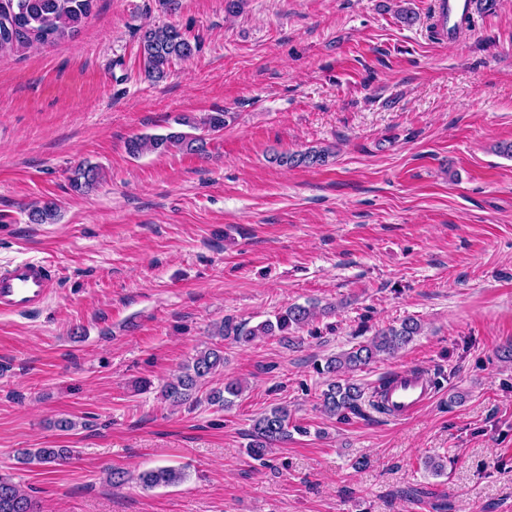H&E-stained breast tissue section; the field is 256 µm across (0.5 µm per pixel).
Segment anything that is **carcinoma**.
<instances>
[{"mask_svg": "<svg viewBox=\"0 0 512 512\" xmlns=\"http://www.w3.org/2000/svg\"><path fill=\"white\" fill-rule=\"evenodd\" d=\"M94 0H0V50L33 48L53 45L66 37L78 33L82 24L91 15ZM194 47L184 34L173 25L148 28L140 40V53L148 78L163 79L175 61L185 60L193 54ZM181 129L165 135L136 136L127 143L128 153L138 156L145 152H165L171 149L191 154L205 152L204 139L191 131L199 128L219 132L226 126V113L214 112L204 117L183 114L175 119ZM189 131H184V128ZM328 151L314 148L304 152L275 154L273 161L290 167L315 166L326 162ZM99 167L80 164L72 172L70 183L74 190L94 188L101 180ZM57 214V205L44 200L34 205L28 213L33 224L52 222ZM314 317L313 309L292 304L275 315V320H266L255 326L240 324L234 328L236 341L250 344L261 336L292 335L303 328ZM420 324L413 318L404 319L399 326L381 329L366 343L340 357L327 360L326 372L337 376L321 393L323 411L339 420L349 415L362 414V406L370 401L364 387L344 378L349 372L359 370L381 355H392L419 334ZM224 367V350L217 346H205L190 357L182 366L181 375L167 383L161 390L162 397L173 406L182 405L194 398L198 388L209 382L220 368ZM243 392L237 380H227L224 386L210 390L208 401L224 408L233 403V398ZM308 433V429L291 421L288 407L278 405L270 408L253 420L249 433L247 453L259 460L273 448L291 437V431ZM71 448H27L17 461L43 467L60 465L73 458ZM184 479V472L173 467H158L142 472L139 482L146 488L175 486ZM0 512H35L30 495L20 485L0 476Z\"/></svg>", "mask_w": 512, "mask_h": 512, "instance_id": "obj_1", "label": "carcinoma"}]
</instances>
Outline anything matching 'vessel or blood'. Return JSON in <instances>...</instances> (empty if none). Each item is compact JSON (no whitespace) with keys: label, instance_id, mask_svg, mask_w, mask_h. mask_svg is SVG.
<instances>
[{"label":"vessel or blood","instance_id":"b4317fda","mask_svg":"<svg viewBox=\"0 0 512 512\" xmlns=\"http://www.w3.org/2000/svg\"><path fill=\"white\" fill-rule=\"evenodd\" d=\"M438 22L443 30H451L472 10V0H439ZM58 282L52 261L26 259L0 270V315L27 312L42 307L50 299ZM436 395L426 372L401 370L384 384L380 405L396 420L416 415Z\"/></svg>","mask_w":512,"mask_h":512}]
</instances>
